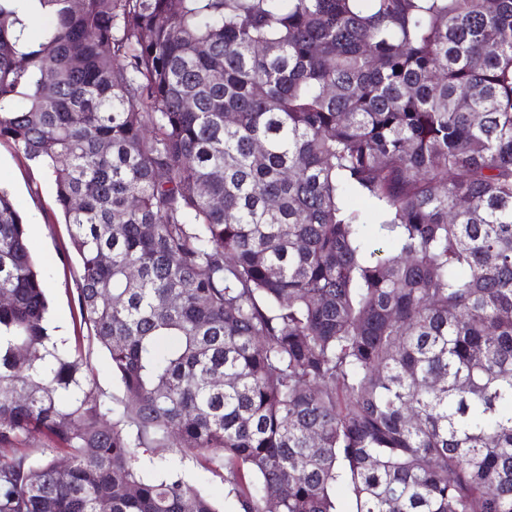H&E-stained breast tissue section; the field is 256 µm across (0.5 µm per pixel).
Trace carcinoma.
I'll use <instances>...</instances> for the list:
<instances>
[{
  "mask_svg": "<svg viewBox=\"0 0 512 512\" xmlns=\"http://www.w3.org/2000/svg\"><path fill=\"white\" fill-rule=\"evenodd\" d=\"M38 3L0 0V139L124 400L0 189V512H220L142 450L230 512H512V0ZM0 188L9 192L27 224V241L48 288L52 334L58 341L64 340L88 366L101 403L118 409L123 386L112 373L107 352L81 322L75 281L77 258L71 248L69 226L60 218L52 182L12 142L0 140ZM207 463L191 458L173 459L171 466L182 477L198 487L201 492L224 511V482L205 469Z\"/></svg>",
  "mask_w": 512,
  "mask_h": 512,
  "instance_id": "obj_1",
  "label": "carcinoma"
}]
</instances>
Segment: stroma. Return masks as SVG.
Listing matches in <instances>:
<instances>
[{
  "label": "stroma",
  "mask_w": 512,
  "mask_h": 512,
  "mask_svg": "<svg viewBox=\"0 0 512 512\" xmlns=\"http://www.w3.org/2000/svg\"><path fill=\"white\" fill-rule=\"evenodd\" d=\"M0 188L9 192L27 224V241L46 281L53 335L87 365L101 403L119 408L123 386L112 372L107 352L81 321L75 281L77 258L69 227L60 218L52 182L12 142L0 140ZM171 466L216 505H223L224 484L206 470L204 462L176 458Z\"/></svg>",
  "instance_id": "1"
}]
</instances>
